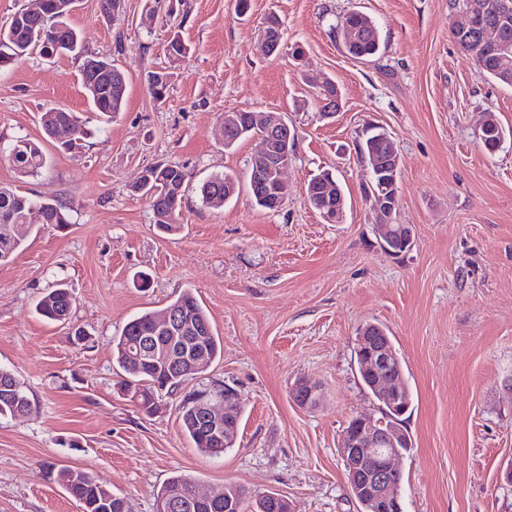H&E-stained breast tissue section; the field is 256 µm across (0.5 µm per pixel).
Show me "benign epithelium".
Instances as JSON below:
<instances>
[{
  "label": "benign epithelium",
  "instance_id": "1",
  "mask_svg": "<svg viewBox=\"0 0 512 512\" xmlns=\"http://www.w3.org/2000/svg\"><path fill=\"white\" fill-rule=\"evenodd\" d=\"M463 22L458 25L461 31H477L483 39L494 31L486 25L487 19L479 12L478 6L458 12ZM259 42L263 53L272 55L286 45L283 30H270L263 24L259 32ZM257 126L264 130L259 138L260 147L252 157L254 188L263 200L273 209H280L286 202L284 197L263 194L261 188L266 180L288 187L283 172L290 162L294 134L288 123L274 112L252 111L247 126ZM377 169L385 170L391 189L397 188V174L400 170V157L394 152L385 158L373 156ZM323 195L322 217L329 223H339L344 216V196L333 181H327L321 190ZM372 202L375 228L382 247L392 253H400L412 245V225L398 226L393 223V197H385L377 192H367ZM153 327L157 332H170L173 341L185 343V350L179 357H173L166 345H155L150 349L138 346L129 352L130 364L137 367L153 364L162 367L176 365L193 377L209 366L207 351L202 345V337L195 336L186 341L184 333L187 325L180 313L167 310L154 319ZM357 348L361 361V371L367 376L372 387L389 409L397 415H403L410 407L408 394L402 385V367L400 359L389 341L380 334L376 325L369 324L360 329ZM321 387L308 379L299 380L291 389L292 400L302 408H313L321 400ZM192 406L198 426L210 440L229 443L237 435L241 411L240 394L234 387L213 380L211 383L192 390ZM352 426L342 431L338 443L341 461L347 468L350 491L365 512H403L398 493L399 484L392 477L400 474L395 461L401 455V449L411 447L406 431L397 419L388 423L372 415L360 414L351 418Z\"/></svg>",
  "mask_w": 512,
  "mask_h": 512
}]
</instances>
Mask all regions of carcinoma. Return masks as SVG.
I'll return each instance as SVG.
<instances>
[{"instance_id": "cac0c4a2", "label": "carcinoma", "mask_w": 512, "mask_h": 512, "mask_svg": "<svg viewBox=\"0 0 512 512\" xmlns=\"http://www.w3.org/2000/svg\"><path fill=\"white\" fill-rule=\"evenodd\" d=\"M42 16H21L6 26L0 27V69L5 68L35 52L45 45L50 46L55 55L83 54L82 35L68 23L77 0H42ZM351 25L361 32L357 41L345 46L347 53L355 59H366L376 55L380 49L379 31L374 22L360 12L344 15ZM452 36L459 44L465 45L466 54L476 66L481 76L494 78L512 86V17L500 28L501 42L507 44L508 51L503 53L490 43H482L473 34L452 30ZM171 73L162 68L147 76L149 91L153 99L162 102L170 86ZM82 86L90 98L94 111L110 118L123 111L127 96V78L125 73L112 61L87 56L81 66ZM41 124L45 139L58 150L70 152L76 144L72 142V132L77 128L73 113L62 107H51L41 115ZM390 139L381 132L372 131L355 142V151L362 161L379 155L382 149L389 148ZM8 160L23 176H35L45 167L46 158L40 143L20 139L8 148ZM143 180L135 184L133 190L149 198L154 224L161 231L174 234L181 229L178 222L179 210L186 189L187 174L178 166L153 164L143 169ZM239 183L230 173L217 174L200 185L203 203L212 205L224 202V194L235 193ZM40 211L42 227L60 229L70 223V208L56 200L36 201L21 195L10 188L0 186V263L10 261L21 249L23 241L9 235L8 227L26 223L31 211ZM74 307L73 295L65 283L59 282L51 288L37 303L39 314L47 320L66 322L71 319ZM170 308H179L185 313L187 325L199 329L204 335V345L212 359L222 354V343L215 334L209 317L194 293L186 289L168 304ZM154 313L146 312L130 320L120 336L114 340V356L118 367L128 376L122 386L132 388L134 399L141 410L152 413L159 393L176 395L183 390L186 378L171 368L158 372L144 364L142 368L127 363V354L144 336L152 335ZM31 407L27 392L8 371L0 369V419L15 418ZM191 406L180 411L182 431L192 440L195 447L211 457H221L224 451H214L198 437L196 422L190 412ZM57 478L63 488L80 503L85 512H130L127 500L112 493L99 484L89 472L81 469L63 468ZM173 486L183 489L181 508L176 512H247L246 492L236 488L237 494L232 503L225 507L214 508L211 504L197 499L193 495L195 482L182 475L170 477L157 492L155 503H160L166 492Z\"/></svg>"}]
</instances>
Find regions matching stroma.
<instances>
[{
	"label": "stroma",
	"mask_w": 512,
	"mask_h": 512,
	"mask_svg": "<svg viewBox=\"0 0 512 512\" xmlns=\"http://www.w3.org/2000/svg\"><path fill=\"white\" fill-rule=\"evenodd\" d=\"M173 5L168 17L154 0H124L106 14L100 0H79L71 14L87 53L114 59L127 76L125 108L112 120L93 112L80 58L33 54L0 71V145L27 137L47 157L34 177L0 158V186L71 207L65 229L28 231L0 263V368L32 400L29 415L0 420V512H80L57 482L62 467L88 471L132 512H154L176 474L206 492L234 484L251 498L277 493L293 512H359L338 440L353 416L379 412L355 357L367 323L387 329L412 395L401 422L411 446L398 462L404 512H512L503 477L512 465V87L478 75L452 37L448 0H250L243 17L236 0ZM272 11L287 43L304 48L303 66L286 51L260 53ZM351 11L378 27L369 60L347 55L336 30ZM175 34L191 53L160 103L144 76L167 65ZM327 78L341 102L330 118L317 97ZM51 104L76 115L75 152L44 139ZM241 110L281 113L296 131L279 211L258 207L247 188L258 141L222 144L224 115ZM489 113L509 133L493 153L478 137ZM372 125L401 159L393 221L412 225L414 237L398 256L379 244L354 150ZM157 163L188 177L175 235L156 228L131 190ZM324 170L346 198L338 224L306 200ZM224 172L236 174L239 193L203 204L199 185ZM57 279L75 298L68 323L35 308ZM186 289L223 343L209 377L242 398L237 441L219 458L183 433L177 399L142 412L112 355L129 320L162 312ZM76 326L86 343H73ZM301 378L321 385L318 408L292 401Z\"/></svg>",
	"instance_id": "stroma-1"
}]
</instances>
